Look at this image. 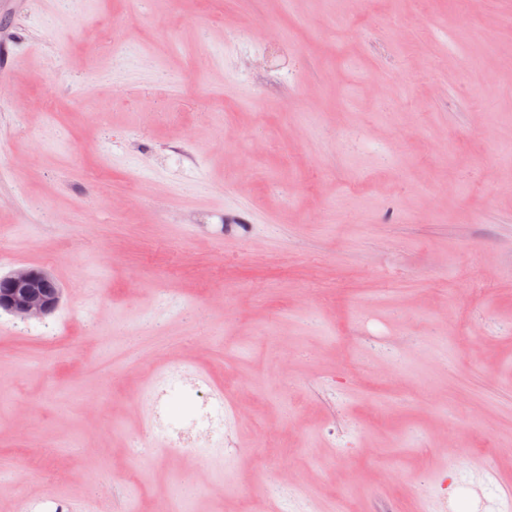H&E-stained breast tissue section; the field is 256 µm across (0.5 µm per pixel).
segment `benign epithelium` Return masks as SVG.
Returning a JSON list of instances; mask_svg holds the SVG:
<instances>
[{"label": "benign epithelium", "instance_id": "benign-epithelium-1", "mask_svg": "<svg viewBox=\"0 0 512 512\" xmlns=\"http://www.w3.org/2000/svg\"><path fill=\"white\" fill-rule=\"evenodd\" d=\"M61 298L59 284L43 269L19 268L0 276V312L22 322L45 320Z\"/></svg>", "mask_w": 512, "mask_h": 512}]
</instances>
